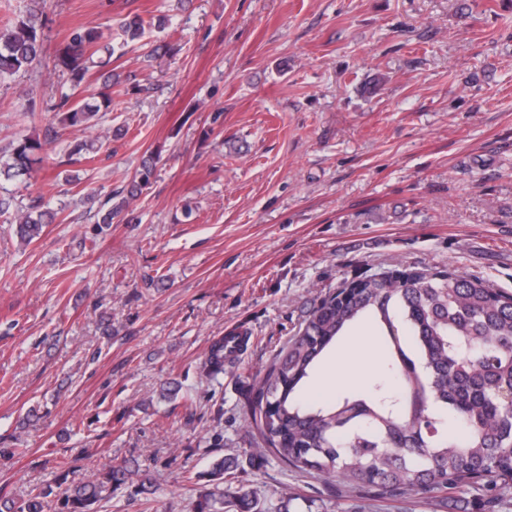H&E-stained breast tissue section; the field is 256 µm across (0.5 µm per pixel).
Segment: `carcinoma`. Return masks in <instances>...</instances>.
<instances>
[{
    "mask_svg": "<svg viewBox=\"0 0 512 512\" xmlns=\"http://www.w3.org/2000/svg\"><path fill=\"white\" fill-rule=\"evenodd\" d=\"M36 0L26 14L0 27V79L26 72L42 52V7ZM139 13L122 22L125 42H138L147 28H163ZM99 25L72 29L58 50L55 67L69 76L72 94L58 106L59 123L85 130L108 110L111 98L84 96L87 74L102 48ZM44 144L19 139L0 159V178L30 172ZM153 163L143 165L129 198L143 192ZM49 211L34 205L14 217L21 242L41 237ZM372 323L386 350L387 376L364 396L342 394L325 404L305 399L303 389L336 340L356 324ZM203 371H224V337L215 339ZM248 424L265 450L300 471L350 489L369 488L378 497L405 492L474 491L495 498L512 489V294L485 279L448 267L394 268L345 281L310 310L295 338L261 377L246 385ZM454 422L457 436L445 424ZM237 467L219 457L207 476L197 512H262L249 490H224V476ZM21 504L0 503V512H91V506L122 489L138 471L111 467L91 482L68 479Z\"/></svg>",
    "mask_w": 512,
    "mask_h": 512,
    "instance_id": "1",
    "label": "carcinoma"
}]
</instances>
